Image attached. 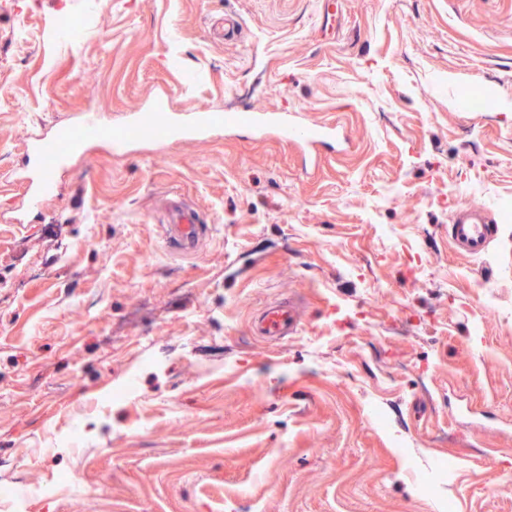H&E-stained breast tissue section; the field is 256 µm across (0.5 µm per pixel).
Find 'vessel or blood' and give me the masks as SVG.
<instances>
[{"mask_svg":"<svg viewBox=\"0 0 512 512\" xmlns=\"http://www.w3.org/2000/svg\"><path fill=\"white\" fill-rule=\"evenodd\" d=\"M214 114L207 110L175 113L169 111L162 99H155L145 110L136 113L131 127L139 132L140 142L157 147L179 141H191L210 133L214 127ZM225 128L244 134L249 139L274 136L281 141L303 149L304 162L317 166L322 150L346 144L347 139L337 124L309 119L301 112H245L243 107H233L224 117ZM105 125L100 115L86 112L67 122L54 124L52 133L31 136L27 154L32 157V166L23 168L27 183V208L41 210L60 192L58 171L70 166L74 156L79 155L86 142L108 139L113 153H130L132 142L122 134L105 135ZM167 219L164 237L168 245L179 253L196 252L200 246L199 215L177 194L163 201ZM495 226L489 210L484 206L461 208L448 226V236L456 250L472 257H483L493 240ZM300 319L291 302L281 301L268 307L254 323L252 332L257 336L281 337L298 333Z\"/></svg>","mask_w":512,"mask_h":512,"instance_id":"b4317fda","label":"vessel or blood"}]
</instances>
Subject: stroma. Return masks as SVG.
I'll return each instance as SVG.
<instances>
[{"label": "stroma", "mask_w": 512, "mask_h": 512, "mask_svg": "<svg viewBox=\"0 0 512 512\" xmlns=\"http://www.w3.org/2000/svg\"><path fill=\"white\" fill-rule=\"evenodd\" d=\"M471 88L512 102V0H0V458L40 488L0 512H512V112ZM163 93L350 146L100 140L14 223L32 131ZM169 193L197 255L163 241ZM474 203L479 259L448 238ZM284 296L298 333L254 336ZM249 112L245 106L232 107L224 117V128L255 140L275 136L303 149L305 167L318 165L321 150L335 149L348 141L337 124L311 120L302 112ZM489 209L484 206H465L448 224V236L456 250L481 258L489 250L496 224H491Z\"/></svg>", "instance_id": "stroma-1"}]
</instances>
